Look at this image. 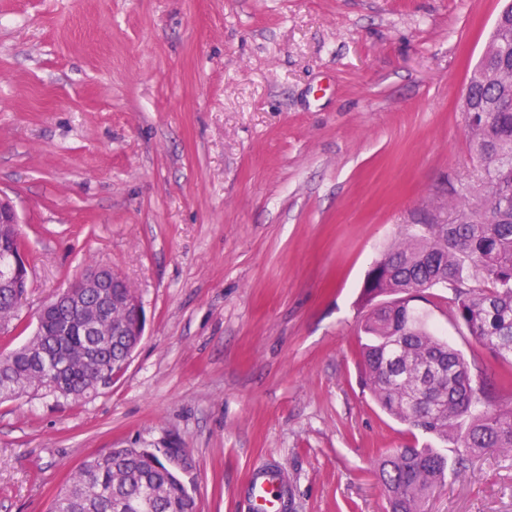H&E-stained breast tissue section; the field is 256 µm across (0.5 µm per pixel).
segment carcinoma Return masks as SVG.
<instances>
[{
  "instance_id": "1",
  "label": "carcinoma",
  "mask_w": 512,
  "mask_h": 512,
  "mask_svg": "<svg viewBox=\"0 0 512 512\" xmlns=\"http://www.w3.org/2000/svg\"><path fill=\"white\" fill-rule=\"evenodd\" d=\"M512 67V18L496 23L473 73ZM477 109L467 113L479 181L490 196L462 201L446 214L405 225L398 243L373 262L363 286L362 382L373 400L420 446L382 455L375 475L386 512H425L448 478L489 450L512 454V401H500L507 377L475 374L462 352L429 321L419 303L445 288L456 321L475 343L512 364V101L494 83L471 79ZM25 247L18 224H0V280L13 274L12 255ZM18 288H0V401L18 391L75 402L112 386L133 356L137 336H91L70 322L65 306L37 319L33 335L9 348L18 329ZM387 297L376 302L379 297ZM187 449L113 446L85 458L54 495L49 512H199L182 473Z\"/></svg>"
}]
</instances>
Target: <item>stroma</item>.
I'll return each mask as SVG.
<instances>
[{"label":"stroma","mask_w":512,"mask_h":512,"mask_svg":"<svg viewBox=\"0 0 512 512\" xmlns=\"http://www.w3.org/2000/svg\"><path fill=\"white\" fill-rule=\"evenodd\" d=\"M505 0H0V198L30 277L19 312L88 267L125 277L145 336L80 405L0 403V512H46L113 444L187 448L200 512H383L380 453L411 442L361 385V289L402 225L477 187L459 102ZM472 370L512 366L447 301ZM428 512H512L486 453ZM280 484L274 467L267 464L255 466L248 487L249 512H283L285 495Z\"/></svg>","instance_id":"obj_1"}]
</instances>
